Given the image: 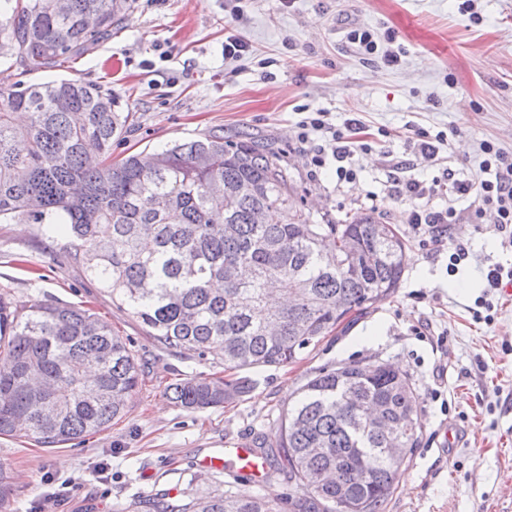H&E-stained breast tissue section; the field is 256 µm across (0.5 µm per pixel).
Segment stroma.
<instances>
[{"mask_svg":"<svg viewBox=\"0 0 512 512\" xmlns=\"http://www.w3.org/2000/svg\"><path fill=\"white\" fill-rule=\"evenodd\" d=\"M250 0L234 16L225 0H135L111 38L47 71L14 72L29 85L80 77L111 91L135 130L112 155L152 151L220 131L271 142L295 187L292 201L315 221L371 212L403 236L407 254L396 292L309 345L288 365L246 371V393L191 412L167 385L204 375L232 379L221 355L167 351L125 306L87 277L66 239L36 224H0V289L16 301L78 303L128 339L141 366L124 416L80 443L43 448L0 437V465L13 476L14 512H145L144 500L251 494L278 512H298L304 490L284 474L252 483L199 468L234 443L274 440L299 389L321 370L389 363L417 396L419 446L401 466L381 512H512V296L486 286L490 264L512 262L492 214L453 226L468 254L426 250L409 228L416 202L395 195L386 157L400 176L431 184L452 171L478 182L483 141L512 150V0ZM365 27L394 35L398 65L360 55L347 40ZM249 45L224 56V40ZM333 124L355 116L371 151L357 153L356 181L337 184L328 162L311 178L309 145L295 139L300 107ZM445 132L438 160L410 149L414 128ZM493 322L475 316L480 302ZM454 441H447L446 432Z\"/></svg>","mask_w":512,"mask_h":512,"instance_id":"1","label":"stroma"}]
</instances>
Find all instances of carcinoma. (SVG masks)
Instances as JSON below:
<instances>
[{
    "label": "carcinoma",
    "mask_w": 512,
    "mask_h": 512,
    "mask_svg": "<svg viewBox=\"0 0 512 512\" xmlns=\"http://www.w3.org/2000/svg\"><path fill=\"white\" fill-rule=\"evenodd\" d=\"M0 0V224H41L73 260L129 307L166 349L224 354V370L284 365L351 316L390 297L404 242L371 214L316 224L291 209L293 189L269 144L209 133L112 161L132 115L80 79L21 86L112 36L133 0ZM129 343L89 310L63 301L18 307L0 293V436L44 447L108 429L139 383ZM201 411L244 382L194 376L170 384ZM389 415L419 446L408 377L382 363L323 370L278 428L279 468L306 489L305 512H379L400 466L391 437L367 424ZM11 478L0 465V512ZM151 512H277L252 495L146 501Z\"/></svg>",
    "instance_id": "carcinoma-1"
}]
</instances>
